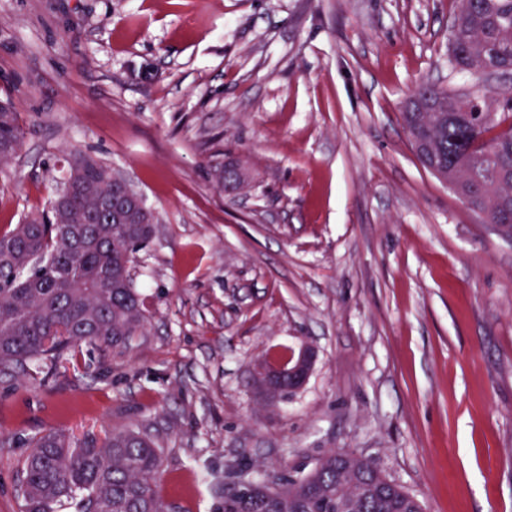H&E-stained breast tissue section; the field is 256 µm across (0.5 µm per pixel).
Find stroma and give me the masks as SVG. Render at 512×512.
<instances>
[{
    "instance_id": "obj_1",
    "label": "stroma",
    "mask_w": 512,
    "mask_h": 512,
    "mask_svg": "<svg viewBox=\"0 0 512 512\" xmlns=\"http://www.w3.org/2000/svg\"><path fill=\"white\" fill-rule=\"evenodd\" d=\"M455 0H0V102L22 146L0 230L46 209L78 153L158 222L135 255L143 333L0 380V512L29 438L135 424L166 512H213L226 470L281 479L329 451L424 512H512V241L417 160L418 82L448 68ZM242 158L252 187L213 166ZM303 389L264 406L259 364L302 344Z\"/></svg>"
}]
</instances>
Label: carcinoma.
<instances>
[{"mask_svg": "<svg viewBox=\"0 0 512 512\" xmlns=\"http://www.w3.org/2000/svg\"><path fill=\"white\" fill-rule=\"evenodd\" d=\"M453 39L464 56L454 70L512 68V0H456ZM418 94L461 108L401 112L404 127L428 139L448 180L470 188L466 203L483 224L512 234V96L495 101L422 82ZM24 132L11 103L0 104V170L21 148ZM46 212L32 213L0 232V371L52 363L86 343L107 351L127 348L145 315L131 265L149 241L152 224H114L100 210L121 175L84 155L69 164ZM20 493L24 512H56L67 501L76 512H164L156 486L163 472L158 441L133 428L103 440H73L49 430L27 440ZM326 453L307 474L270 492L265 480L223 497L216 512H423L418 500L369 463L351 457L337 477Z\"/></svg>", "mask_w": 512, "mask_h": 512, "instance_id": "1", "label": "carcinoma"}]
</instances>
